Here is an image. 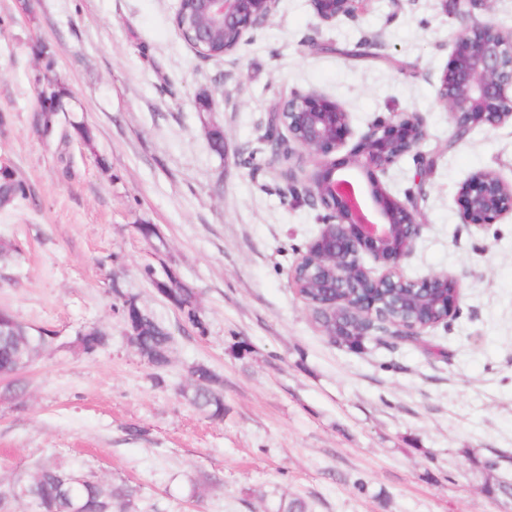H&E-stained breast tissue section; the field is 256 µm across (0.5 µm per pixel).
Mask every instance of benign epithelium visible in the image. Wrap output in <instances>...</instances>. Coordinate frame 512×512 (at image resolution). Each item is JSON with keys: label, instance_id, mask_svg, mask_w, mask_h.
<instances>
[{"label": "benign epithelium", "instance_id": "1", "mask_svg": "<svg viewBox=\"0 0 512 512\" xmlns=\"http://www.w3.org/2000/svg\"><path fill=\"white\" fill-rule=\"evenodd\" d=\"M319 17L333 22L354 16L369 0H312ZM204 14L199 38L206 40L217 28L224 30V54L237 51L251 30L264 25L278 0H198ZM456 52L444 70L439 99L448 108L456 131L497 127L512 121V34L505 35L493 23L463 26L453 32ZM36 84L42 111L49 108V94L57 80L43 73ZM277 132L267 140L276 160L288 157L285 189L303 202L324 212L317 237L299 254L296 263L317 256L319 274L309 278L317 288H333L335 295L321 302L330 311L345 307L353 320L339 330L326 329L330 340L338 336H370L389 345L395 336H420L434 322L405 320L386 324L376 333L372 323L383 316L380 297L385 289L414 288L430 295L448 289L437 305L445 308L441 322L459 310L460 291L446 273L408 279L402 261L411 253L423 227L418 200L392 195L377 177L404 157L425 156L427 134L417 112H392L374 121L362 133L344 161L329 156L351 134L348 112L336 101L316 92H293L282 103ZM312 165L308 172L306 165ZM462 223L482 228L512 216V182L492 170L472 174L459 189ZM371 256L379 274L363 264Z\"/></svg>", "mask_w": 512, "mask_h": 512}]
</instances>
